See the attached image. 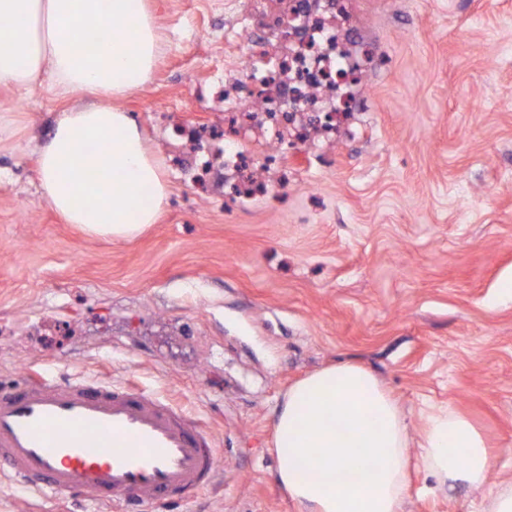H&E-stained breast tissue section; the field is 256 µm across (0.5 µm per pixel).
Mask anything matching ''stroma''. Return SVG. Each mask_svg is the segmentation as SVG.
Listing matches in <instances>:
<instances>
[{
  "label": "stroma",
  "mask_w": 512,
  "mask_h": 512,
  "mask_svg": "<svg viewBox=\"0 0 512 512\" xmlns=\"http://www.w3.org/2000/svg\"><path fill=\"white\" fill-rule=\"evenodd\" d=\"M374 43L361 137L301 151L299 180L247 207L176 170L174 124L216 117L224 0H150L164 40L121 100L162 162L157 224L113 242L38 191L63 104L49 81L0 86V385L26 370L132 383L194 415L220 450L212 484L163 512H297L277 481L276 411L323 367L372 370L406 410L453 406L512 481V0H357ZM410 464L405 512H481ZM0 512H127L55 501L0 471Z\"/></svg>",
  "instance_id": "35a3bbf8"
}]
</instances>
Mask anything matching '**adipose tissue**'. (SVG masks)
<instances>
[{
	"label": "adipose tissue",
	"mask_w": 512,
	"mask_h": 512,
	"mask_svg": "<svg viewBox=\"0 0 512 512\" xmlns=\"http://www.w3.org/2000/svg\"><path fill=\"white\" fill-rule=\"evenodd\" d=\"M107 33L93 57L77 36ZM162 37L145 0H0V85L48 78L66 106L38 153L42 198L91 237L131 240L158 222L169 195L162 168L118 102L146 84ZM103 169L102 183L86 174ZM410 415L368 368L318 370L289 388L276 418L278 481L298 512H403L411 446L444 490L487 487L493 461L475 426L452 409Z\"/></svg>",
	"instance_id": "1"
}]
</instances>
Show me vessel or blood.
<instances>
[{
	"label": "vessel or blood",
	"instance_id": "1",
	"mask_svg": "<svg viewBox=\"0 0 512 512\" xmlns=\"http://www.w3.org/2000/svg\"><path fill=\"white\" fill-rule=\"evenodd\" d=\"M219 460L196 419L131 385L32 373L0 388V465L29 489L155 507L205 490Z\"/></svg>",
	"mask_w": 512,
	"mask_h": 512
}]
</instances>
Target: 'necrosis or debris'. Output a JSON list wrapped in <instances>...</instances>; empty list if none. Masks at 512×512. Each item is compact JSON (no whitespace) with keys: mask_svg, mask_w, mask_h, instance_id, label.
I'll return each instance as SVG.
<instances>
[{"mask_svg":"<svg viewBox=\"0 0 512 512\" xmlns=\"http://www.w3.org/2000/svg\"><path fill=\"white\" fill-rule=\"evenodd\" d=\"M281 13L252 11L224 31L235 72L219 101L224 132L180 129L192 157L182 173L203 186L214 170L237 204L267 197L261 164L287 167L286 146L330 140L347 123L368 52L348 26L346 0H285Z\"/></svg>","mask_w":512,"mask_h":512,"instance_id":"necrosis-or-debris-1","label":"necrosis or debris"}]
</instances>
